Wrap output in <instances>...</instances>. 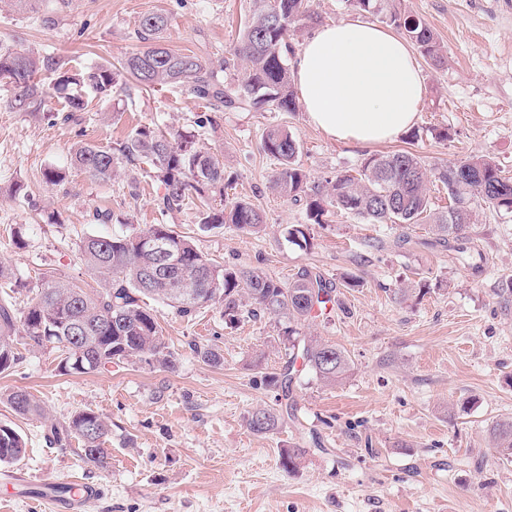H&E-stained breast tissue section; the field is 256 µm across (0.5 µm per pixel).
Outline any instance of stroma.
I'll return each instance as SVG.
<instances>
[{
	"mask_svg": "<svg viewBox=\"0 0 512 512\" xmlns=\"http://www.w3.org/2000/svg\"><path fill=\"white\" fill-rule=\"evenodd\" d=\"M445 52L427 60L412 47L424 95L411 130L369 147L338 142L293 112L245 107L212 111L180 85L116 86L86 97L66 120L55 76L40 74L45 104L17 112L0 83V266L35 284L55 275L97 287L78 244L119 224H167L191 236L220 265L259 271L283 282L307 268L336 285V304L299 324L302 335L345 349L352 370L327 386L306 369L293 382L295 411L267 434L248 415L278 405L281 390L262 377L281 372L288 352L275 317L224 322L212 305L192 316L157 305L161 334L175 366L129 361L89 374L60 370L55 351L20 345L22 362L0 374V423L19 431L26 454L14 467L33 480L71 478L95 487L82 512H512V463L502 462L490 426L512 417V213L476 206L468 234L484 257L473 272L456 253L432 246L426 224H372L329 210L308 245L287 229L309 222L305 202L275 192L276 160L262 148L273 126L299 144L309 182L356 174L372 155L409 151L426 165L475 154L492 157L512 177V0H406ZM252 0H36L19 11L0 0V38L21 51L47 52L66 69L118 63L135 53L141 17L162 13L175 51L216 63L233 82L245 67L220 68L248 21ZM309 15L288 37L291 52L324 25L357 18L347 0H309ZM194 134L224 165V194L263 215L257 234L225 224L202 228L196 198L164 213V189L145 164L120 167L99 181L71 167L80 143L110 148L134 129ZM64 175L46 181V170ZM217 347L214 366L193 345ZM23 389L43 416L17 415L7 404ZM82 410L109 425L107 464L86 463L78 442L50 444L51 426ZM305 449L296 470L281 454Z\"/></svg>",
	"mask_w": 512,
	"mask_h": 512,
	"instance_id": "1",
	"label": "stroma"
}]
</instances>
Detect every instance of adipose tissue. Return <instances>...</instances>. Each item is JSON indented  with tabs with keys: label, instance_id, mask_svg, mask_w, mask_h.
<instances>
[{
	"label": "adipose tissue",
	"instance_id": "1",
	"mask_svg": "<svg viewBox=\"0 0 512 512\" xmlns=\"http://www.w3.org/2000/svg\"><path fill=\"white\" fill-rule=\"evenodd\" d=\"M294 79L318 129L361 145L394 139L414 126L423 97L421 71L405 40L362 20L309 37Z\"/></svg>",
	"mask_w": 512,
	"mask_h": 512
}]
</instances>
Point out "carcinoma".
Returning a JSON list of instances; mask_svg holds the SVG:
<instances>
[{
  "label": "carcinoma",
  "mask_w": 512,
  "mask_h": 512,
  "mask_svg": "<svg viewBox=\"0 0 512 512\" xmlns=\"http://www.w3.org/2000/svg\"><path fill=\"white\" fill-rule=\"evenodd\" d=\"M354 9L381 15L386 22L402 30L421 49L425 57L439 62L443 47L432 30L407 10L405 0H349ZM306 0H254V9L231 55L248 62L247 69L230 85L218 82L211 64L194 54L177 52L163 41L169 18L151 13L143 16L136 32L142 48L112 68L109 62L86 71L62 70L60 60L50 53L21 52L0 41V77L14 74L22 78L10 106L18 112H38L42 107L36 76L42 71L57 74L55 89L67 100L70 114L85 108L82 92L91 89L105 94L122 78L138 86L155 87L176 84L220 111L249 105L269 106L278 112L296 110V91L291 83L287 55L288 31L301 20ZM263 150L278 162L272 181L275 191L292 198L306 194L307 209L314 223H321L325 204L364 218L371 224H428L436 242L444 246L455 242L454 251L467 252L466 231L473 207L483 203L497 210L512 212V178L503 174L486 155H472L455 164L426 168L417 155L403 151L373 155L366 159L357 175L338 174L325 184L307 185V175L296 163L299 146L288 130L272 127L263 136ZM72 164L89 176L107 181L123 163H146L164 187L159 206L162 211L179 209L189 194L200 203L201 226L231 224L245 233L263 229L262 214L249 201L240 198L222 209H214L208 193L224 196V164L196 147L188 133H165L148 127L138 128L117 151L93 143L78 145ZM434 178L448 191V210L435 212L427 191L428 178ZM163 236L173 255V264L145 251L143 241ZM79 251L91 273L103 287L83 288L60 277L44 279L32 287L0 266V288L18 295L28 293L24 306L15 301L0 302V373L16 367L22 354L14 336L22 333L33 347L53 343L59 352V368L71 367L76 341L73 328L83 324L90 329L86 344L101 360L98 369L137 359L169 369L172 353L159 335L156 314L149 301L162 302L182 316L196 310L220 305L224 319L236 324L242 316L256 318L272 314L284 320L278 340L287 347L289 361L284 372L265 376V382L290 393L291 368L297 359L326 385L347 378L351 360L347 352L317 339L301 336L293 323L306 320L316 311L325 312L335 303L334 284L319 273L303 268L295 278L282 283L254 270L230 269L215 264L195 248L192 240L165 224L144 229L123 228L110 235L89 234L79 242ZM18 415L41 413L30 393L19 389L6 397ZM283 411L259 409L247 419L256 434L273 431ZM54 442L67 443L75 438L84 448V460L97 466L106 464L103 448L108 425L92 410L76 413L67 425L53 426ZM490 435L499 458L512 462V417L493 423ZM26 453L23 436L13 427L0 425V463L19 461ZM306 449L290 448L281 454V464L295 469Z\"/></svg>",
  "instance_id": "1"
}]
</instances>
